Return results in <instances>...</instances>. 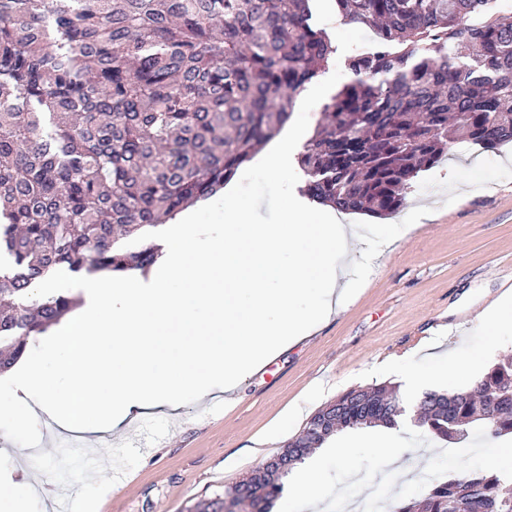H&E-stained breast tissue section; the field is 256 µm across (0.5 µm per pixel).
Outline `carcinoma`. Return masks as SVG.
I'll return each instance as SVG.
<instances>
[{
    "label": "carcinoma",
    "instance_id": "1",
    "mask_svg": "<svg viewBox=\"0 0 512 512\" xmlns=\"http://www.w3.org/2000/svg\"><path fill=\"white\" fill-rule=\"evenodd\" d=\"M311 2L0 0V371L74 307L30 298L33 283L59 265L147 271L155 245L120 240L218 194L275 137L336 53ZM334 3L373 44L348 58L352 79L298 154L303 194L385 218L462 144L512 142V16L493 0ZM400 406L385 382L341 395L288 439V469L337 430L396 427ZM412 420L449 444L480 426L512 436V354L470 390L425 393ZM283 479L224 496L272 512ZM511 482L450 475L389 512H512Z\"/></svg>",
    "mask_w": 512,
    "mask_h": 512
}]
</instances>
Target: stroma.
Wrapping results in <instances>:
<instances>
[{
  "label": "stroma",
  "mask_w": 512,
  "mask_h": 512,
  "mask_svg": "<svg viewBox=\"0 0 512 512\" xmlns=\"http://www.w3.org/2000/svg\"><path fill=\"white\" fill-rule=\"evenodd\" d=\"M314 10L336 48L333 64L371 46L370 30L345 23L330 0H316ZM418 206L429 214L390 241L360 291L274 357L271 372L243 379L229 397L214 389L143 414L148 450L113 434L112 453L126 457L121 476L101 469L88 477L82 455L53 440L22 450L0 435V481L40 473L47 490L30 512H53L51 492L63 484L75 512H189L279 454L316 410L350 389L387 382L412 406L418 392L387 362L422 364L420 344L435 343L440 365L477 356L490 367L512 351V328L489 331L477 320L512 291V143L459 150L422 172L403 210Z\"/></svg>",
  "instance_id": "35a3bbf8"
}]
</instances>
